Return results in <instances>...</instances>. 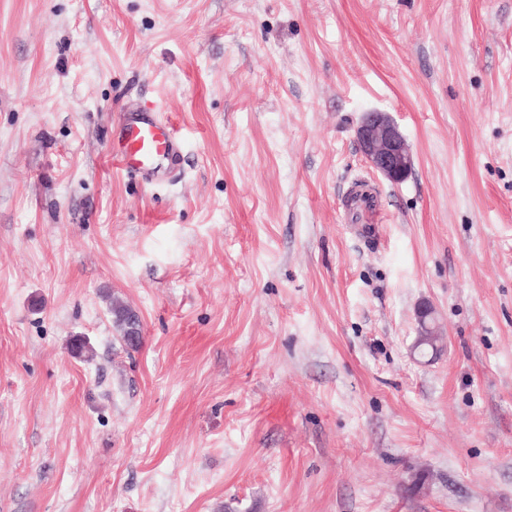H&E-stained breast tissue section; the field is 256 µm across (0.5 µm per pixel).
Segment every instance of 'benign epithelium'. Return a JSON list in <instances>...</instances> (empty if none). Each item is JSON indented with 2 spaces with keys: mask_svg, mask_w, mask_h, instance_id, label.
Returning a JSON list of instances; mask_svg holds the SVG:
<instances>
[{
  "mask_svg": "<svg viewBox=\"0 0 512 512\" xmlns=\"http://www.w3.org/2000/svg\"><path fill=\"white\" fill-rule=\"evenodd\" d=\"M360 149L372 168L392 183L404 181L413 167L406 138L385 112H368L357 128Z\"/></svg>",
  "mask_w": 512,
  "mask_h": 512,
  "instance_id": "benign-epithelium-1",
  "label": "benign epithelium"
}]
</instances>
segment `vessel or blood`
Instances as JSON below:
<instances>
[{
  "mask_svg": "<svg viewBox=\"0 0 512 512\" xmlns=\"http://www.w3.org/2000/svg\"><path fill=\"white\" fill-rule=\"evenodd\" d=\"M122 146L114 161L122 169L153 173L159 163L171 159L175 139L169 124L151 106H140L119 117Z\"/></svg>",
  "mask_w": 512,
  "mask_h": 512,
  "instance_id": "obj_1",
  "label": "vessel or blood"
}]
</instances>
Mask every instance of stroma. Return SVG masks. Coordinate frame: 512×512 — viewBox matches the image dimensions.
I'll use <instances>...</instances> for the list:
<instances>
[{"label":"stroma","instance_id":"35a3bbf8","mask_svg":"<svg viewBox=\"0 0 512 512\" xmlns=\"http://www.w3.org/2000/svg\"><path fill=\"white\" fill-rule=\"evenodd\" d=\"M0 512H512V0H0ZM151 106H139L119 117L121 149L114 162L126 171L151 174L174 154L175 139L169 124ZM360 149L372 168L392 183L404 181L413 167L406 138L385 112H367L357 128ZM111 311L114 317V323L116 327L119 329L121 335L120 337L124 344L126 345V347L129 346L133 350L138 349L142 343V336L139 344L128 345V334L131 332L132 327L136 325L137 320L139 322V331H142L141 324L136 313H134L130 308L124 306H116L114 308H111Z\"/></svg>","mask_w":512,"mask_h":512}]
</instances>
